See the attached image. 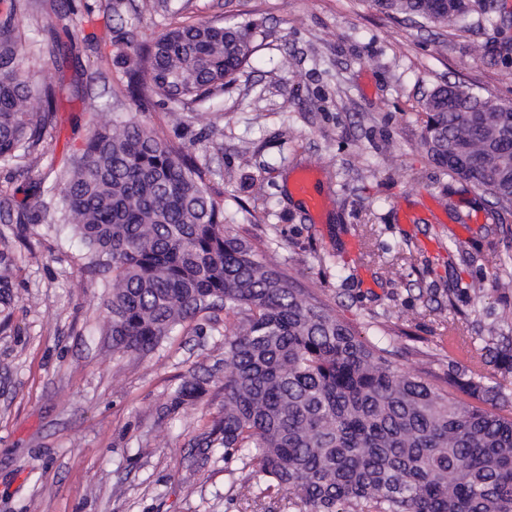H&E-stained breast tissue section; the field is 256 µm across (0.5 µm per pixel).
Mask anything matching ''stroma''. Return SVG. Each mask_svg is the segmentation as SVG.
I'll return each mask as SVG.
<instances>
[{
  "mask_svg": "<svg viewBox=\"0 0 512 512\" xmlns=\"http://www.w3.org/2000/svg\"><path fill=\"white\" fill-rule=\"evenodd\" d=\"M93 15L71 14L78 38L99 42L75 53L56 46L61 0H32L16 12L27 33L20 67L38 84H79L84 101L62 103L57 133L0 178L25 188L49 183L79 155L90 132L72 116L88 109L122 117L136 109L107 64L111 30L148 42L174 11L217 23L264 18L250 63L223 94L182 107L184 134L207 132L194 152L212 170L211 194L227 231L272 244L271 260L341 318L371 313L403 328L398 364L438 380L449 360L467 364L470 339L491 322L512 328V261L498 237L461 211L484 215L491 199L462 188L419 145L422 99L436 86L463 82L512 102V0L486 17L469 14L457 32L381 13L372 0H89ZM317 174L318 211L296 203L294 182ZM412 222H405V215ZM380 259L362 257L367 225ZM420 252L414 267L388 274L384 263L405 240ZM476 256L463 282L482 283L480 300L460 299L461 338L452 313L431 310L421 292L436 285L445 301L455 276L448 248ZM13 264L12 300L0 304V512H250L229 489L249 476L222 449L200 455L193 439L224 405V315L208 316L206 335L187 322L149 354H114L100 276L71 232L43 224L0 223V253ZM213 374L187 420L160 419L181 376Z\"/></svg>",
  "mask_w": 512,
  "mask_h": 512,
  "instance_id": "stroma-1",
  "label": "stroma"
}]
</instances>
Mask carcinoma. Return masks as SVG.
<instances>
[{"label":"carcinoma","instance_id":"1","mask_svg":"<svg viewBox=\"0 0 512 512\" xmlns=\"http://www.w3.org/2000/svg\"><path fill=\"white\" fill-rule=\"evenodd\" d=\"M381 12L460 28L487 0H373ZM0 19V163L36 151L58 91L35 93L16 65L23 33ZM263 33L257 20L220 25L188 18L137 44L118 35L123 90L144 112L158 97L188 106L235 81ZM421 148L448 176L512 208V104L461 82L423 102ZM69 169L36 202L0 184V221L60 224L85 243L107 281L112 351L147 353L201 313L224 311V409L199 446L252 468L254 501L286 489L306 512H512V336L486 324L469 365L448 364L437 388L389 358V337L361 332L295 285L248 239L224 229L206 170L135 116L100 120ZM58 197V211L41 198ZM409 243L387 272L415 265ZM12 268L0 256V301ZM207 380L183 376L159 408L179 419Z\"/></svg>","mask_w":512,"mask_h":512}]
</instances>
